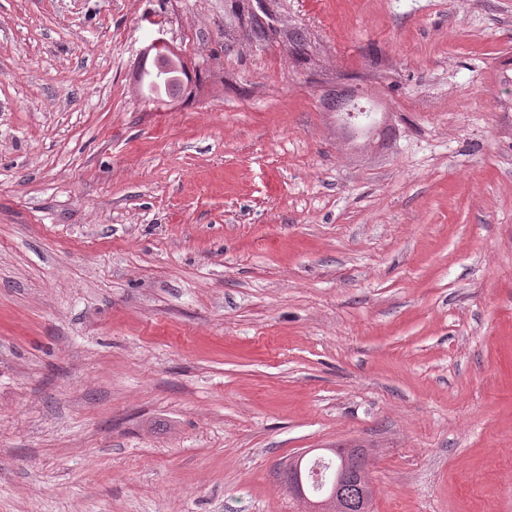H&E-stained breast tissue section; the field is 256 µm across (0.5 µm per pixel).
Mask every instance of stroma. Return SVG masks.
I'll list each match as a JSON object with an SVG mask.
<instances>
[{
    "label": "stroma",
    "mask_w": 512,
    "mask_h": 512,
    "mask_svg": "<svg viewBox=\"0 0 512 512\" xmlns=\"http://www.w3.org/2000/svg\"><path fill=\"white\" fill-rule=\"evenodd\" d=\"M236 2L0 0V512H512V0ZM165 55L161 51L157 52V57L154 62V67L156 62L158 61V69L163 70L164 84L165 86H159L156 81L155 85L149 86L148 97H155L164 94H176L181 90V86L183 83L182 75L184 74V70L180 60L177 58L176 62L170 60H161L160 56ZM175 74V75H172ZM361 448H348L336 451V461L330 458L326 462L329 468L335 471V479L329 496L321 500L310 499L305 491V483L302 478L303 472L310 471L315 462L309 466L304 458L299 465L289 464L288 473L286 468L281 471L284 482L288 480V489L307 505V512H366L365 504L371 494V488L366 484L363 477V470L367 465L365 456L360 453Z\"/></svg>",
    "instance_id": "35a3bbf8"
}]
</instances>
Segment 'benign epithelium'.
I'll use <instances>...</instances> for the list:
<instances>
[{
  "label": "benign epithelium",
  "instance_id": "1",
  "mask_svg": "<svg viewBox=\"0 0 512 512\" xmlns=\"http://www.w3.org/2000/svg\"><path fill=\"white\" fill-rule=\"evenodd\" d=\"M367 465L365 456L358 448L336 452V459L328 462L335 471V479L329 496L321 500L310 499L298 465L289 464L288 470L281 471L282 479L288 481V489L307 505V512H366L365 504L371 494L363 470Z\"/></svg>",
  "mask_w": 512,
  "mask_h": 512
}]
</instances>
